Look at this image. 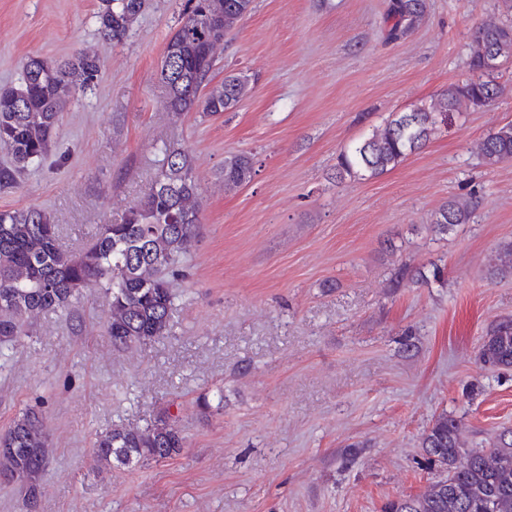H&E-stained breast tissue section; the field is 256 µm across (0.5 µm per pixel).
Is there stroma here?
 Listing matches in <instances>:
<instances>
[{
    "mask_svg": "<svg viewBox=\"0 0 512 512\" xmlns=\"http://www.w3.org/2000/svg\"><path fill=\"white\" fill-rule=\"evenodd\" d=\"M185 2L148 0L115 45L95 33L99 0H0V87L36 56L101 64L0 210L45 209L80 248L149 190L167 144L192 161L203 223L165 338L114 348L94 288L76 316L34 314L28 337L0 344V433L42 415L36 512H381L437 479L421 437L439 414L470 448L512 428V370L477 358L490 325L512 320V275L491 271L512 244V160L478 155L512 122V66L494 102L394 169L340 181L338 157L465 81L476 26L508 15L502 0H423L421 24L394 41L391 0H254L212 73H244L251 91L223 115L176 117L160 70ZM239 152L252 179L225 188ZM461 196L479 202L473 223L432 232ZM165 412L186 439L177 456L99 462L97 433Z\"/></svg>",
    "mask_w": 512,
    "mask_h": 512,
    "instance_id": "1",
    "label": "stroma"
}]
</instances>
